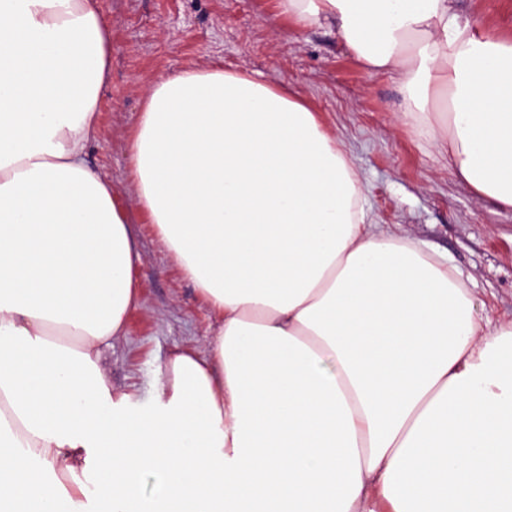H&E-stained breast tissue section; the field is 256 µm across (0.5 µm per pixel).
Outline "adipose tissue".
<instances>
[{
	"label": "adipose tissue",
	"mask_w": 512,
	"mask_h": 512,
	"mask_svg": "<svg viewBox=\"0 0 512 512\" xmlns=\"http://www.w3.org/2000/svg\"><path fill=\"white\" fill-rule=\"evenodd\" d=\"M275 8L396 73L403 118L512 209L511 39L453 0ZM110 57L97 0H0V512H65L90 484L99 512H512V320L368 223L343 142L255 78L184 71L143 99L137 206L221 323L148 405L113 394L100 352L141 255L85 159Z\"/></svg>",
	"instance_id": "obj_1"
}]
</instances>
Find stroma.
<instances>
[{"instance_id":"1","label":"stroma","mask_w":512,"mask_h":512,"mask_svg":"<svg viewBox=\"0 0 512 512\" xmlns=\"http://www.w3.org/2000/svg\"><path fill=\"white\" fill-rule=\"evenodd\" d=\"M112 31L110 77L100 91L88 165L108 178L136 231L140 304L125 334L101 354L113 391L149 400L179 348L208 355L218 317L183 278L155 226L138 209L130 142L140 104L162 77L221 68L298 91L345 144L371 223L409 236L471 289L478 318L512 319V210L476 199L447 159L396 118L401 89L369 73L335 35L301 28L274 0H98ZM462 19L512 38V0H454Z\"/></svg>"}]
</instances>
